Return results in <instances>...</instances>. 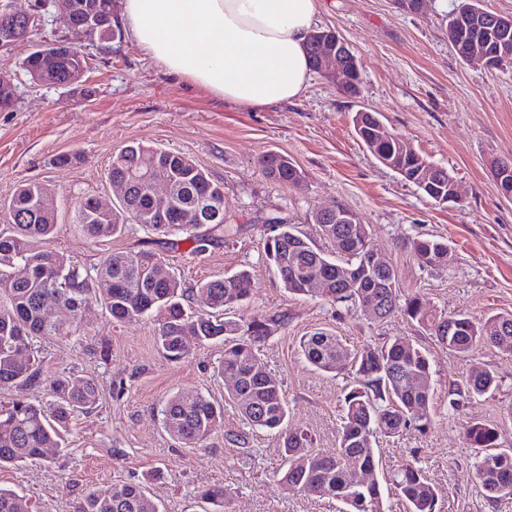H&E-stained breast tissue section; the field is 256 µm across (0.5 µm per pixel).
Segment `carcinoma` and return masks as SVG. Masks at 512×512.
<instances>
[{
    "label": "carcinoma",
    "mask_w": 512,
    "mask_h": 512,
    "mask_svg": "<svg viewBox=\"0 0 512 512\" xmlns=\"http://www.w3.org/2000/svg\"><path fill=\"white\" fill-rule=\"evenodd\" d=\"M497 14L483 9L480 0H457L448 12V42L459 45L480 41L487 52L496 50L497 39L485 27ZM355 131L371 154L385 167L413 183L432 201L449 189L452 174L428 161L418 149L395 133L378 112H356ZM264 174L281 184H293L302 172L288 157L266 153L259 158ZM110 180H128L123 203L110 213L98 211L94 198L80 200L75 222L91 240L112 237L129 224L159 233L180 231L193 243L192 253L202 255L215 244L233 237L236 230L219 220L205 233L202 203L224 212L223 187L191 158L141 143L125 147L112 158ZM168 178L173 186V203L180 222L163 223L155 213L149 181ZM44 187L25 183L17 188L9 204L8 227L0 231V388H23L40 382L32 339L76 334L84 313L103 305L117 322H131L152 315L158 324L157 339L166 355L180 359L186 354L183 333L189 329L202 342L224 341L220 372L234 381L226 390L247 424L275 432L285 469L280 484L288 492H302L315 498L331 497L345 505V512H383L379 483L354 486L356 470H375L378 437H395L406 430H422L430 421L432 376L429 360L411 340L396 337L381 347L348 349L328 331L303 337L302 352L307 361L324 372H346L355 376L357 386L344 395L343 423L336 447L313 448L312 437L290 423L288 402L278 380L270 376L259 348L287 321L284 314H261L246 324L227 315L245 300L250 274L241 270L198 285L207 296L206 309L187 312L186 289L172 273L155 274L162 263L156 252L140 249L110 255L90 269L79 268L64 255L40 250L39 241L57 232L56 216L39 208L37 197ZM340 221L313 215L322 236L334 247L330 256L297 227L279 216L263 218L270 226L264 253L284 287L298 295L315 294L332 302L359 303L372 297L383 321L396 312L432 332L448 351L465 355L479 345L512 354V314L477 322L458 313L437 314L426 309L419 297L402 298L396 269L391 259L375 252L368 225L350 209L339 206ZM410 251L426 268L447 264L446 243L427 238L409 242ZM24 271L14 274L15 265ZM112 280L108 298L98 297L95 279ZM320 278L325 287L315 292L307 287ZM64 302L79 311L71 323L49 326L41 319L44 306ZM495 383V376L482 372L468 380V392L482 395ZM45 401L37 404L21 399L0 403V466L18 465L47 458L46 449L62 451V433L72 414L94 408L99 399L97 383L75 375L57 376L46 383ZM165 430L189 446L200 445L224 417V404L202 394L176 396L161 410ZM470 444L484 449L476 466L478 486L492 499L512 498V452L497 449V431L480 422L465 429ZM396 495L406 512H435L437 493L422 471L411 464L401 466L392 477ZM23 498L0 488V512H22ZM74 512H160L159 504L145 488L133 483L112 486L101 495L89 491L74 506Z\"/></svg>",
    "instance_id": "1"
}]
</instances>
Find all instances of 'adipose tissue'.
<instances>
[{"mask_svg":"<svg viewBox=\"0 0 512 512\" xmlns=\"http://www.w3.org/2000/svg\"><path fill=\"white\" fill-rule=\"evenodd\" d=\"M319 7V0H124L122 17L162 69L259 107L305 92Z\"/></svg>","mask_w":512,"mask_h":512,"instance_id":"adipose-tissue-1","label":"adipose tissue"}]
</instances>
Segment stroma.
<instances>
[{
	"mask_svg": "<svg viewBox=\"0 0 512 512\" xmlns=\"http://www.w3.org/2000/svg\"><path fill=\"white\" fill-rule=\"evenodd\" d=\"M4 2L36 23L30 42L0 51V73L11 75L17 91L13 107L0 111V207L18 184L44 183L58 223L46 249L87 268L110 255L152 249L192 289L195 310L204 307L194 292L198 282L248 270L250 294L231 314L243 323L259 313L287 315L261 357L282 384L292 424L318 448L336 445L351 379L310 366L301 337L323 329L350 348L409 338L429 358L431 422L422 432L380 438L374 476L384 512H405L389 477L406 463L421 468L435 487V512H512V498L492 500L480 490L475 465L483 451L463 433L466 423H485L496 428L499 448H512V354L480 346L459 357L403 314L378 322L354 303L290 293L264 254L263 217L285 218L317 242L313 213L342 205L369 225L403 295H418L437 312L512 314V200L490 174L493 161H512V65L490 72L459 60L447 34L452 0H425L418 16L394 0H320L317 29L337 32L361 63L358 93L315 72L300 98L262 108L218 98L150 63L129 36L118 2L116 35L109 40L64 26L54 0ZM59 39L84 54L83 77L67 88L35 84L24 58L32 45ZM362 109L384 115L429 161L448 168L461 202L435 204L381 165L354 131L352 118ZM133 142L181 153L207 170L224 188V216L236 235L200 257L192 255L191 241L136 224L114 237L88 239L74 221L75 209L83 197L111 195L112 157ZM268 151L288 156L303 179L281 185L267 178L259 158ZM62 154L71 155V163L57 164ZM417 237L447 243V265L421 267L406 247ZM33 345L42 381L19 391V398L44 400L45 380L75 373L97 382L100 400L92 412L75 416L64 452L0 468V487L22 496L31 512H72L86 491L125 482L145 484L162 512H205L197 493L214 484L226 491L227 512H340L337 500L283 490L284 461L273 433L247 431L234 406H225L203 446L179 444L164 430L161 410L171 397L199 392L223 399L222 342L188 339L186 355L171 360L158 346L152 319L118 323L99 308L75 335L37 337ZM479 371L492 372L497 385L476 396L466 382ZM243 431L250 434L248 448L227 443L228 435Z\"/></svg>",
	"mask_w": 512,
	"mask_h": 512,
	"instance_id": "obj_1",
	"label": "stroma"
}]
</instances>
